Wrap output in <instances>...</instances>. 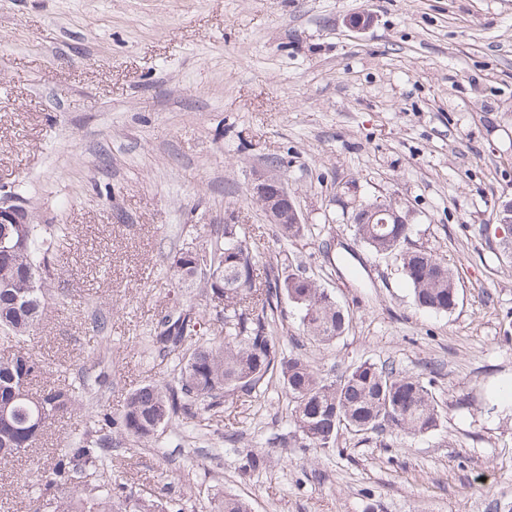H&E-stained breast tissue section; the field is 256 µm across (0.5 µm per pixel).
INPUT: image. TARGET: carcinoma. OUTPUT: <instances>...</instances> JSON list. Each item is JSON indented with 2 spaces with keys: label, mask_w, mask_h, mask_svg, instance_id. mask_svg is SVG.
<instances>
[{
  "label": "carcinoma",
  "mask_w": 512,
  "mask_h": 512,
  "mask_svg": "<svg viewBox=\"0 0 512 512\" xmlns=\"http://www.w3.org/2000/svg\"><path fill=\"white\" fill-rule=\"evenodd\" d=\"M356 239L379 255L391 256L412 287L415 303L436 313L458 305L455 275L442 259L409 250L408 224H355ZM68 237L64 224H21L11 228V250L0 251V344L20 342L41 319L50 276V260ZM168 272L203 289L215 317L191 305H175L158 320L152 347L177 355V373L170 381L151 382L131 392L113 428L139 442L198 410H218L235 394L250 396L278 376L288 395V411L304 448L336 447L343 429L405 435L433 433L445 413L431 383L389 363L365 361L338 376H323L308 360L286 356L273 341V320L265 309L286 299L299 313L304 335L329 345L348 329L350 319L328 290L302 269L286 275L269 268L265 279L255 262L241 224L209 230L200 245L184 246L170 258ZM222 324L224 338L209 335L211 321ZM45 365L30 349L0 352V403L10 404L0 416V461L35 447L48 427L82 408L85 379L33 390ZM96 425L85 427L73 446L60 448L55 463L32 496L30 512H183L177 504L143 498L123 483L101 479L107 469L105 439L93 438ZM98 478L93 494L78 500L51 494L57 485H86ZM215 512H251L249 503L224 496Z\"/></svg>",
  "instance_id": "cac0c4a2"
}]
</instances>
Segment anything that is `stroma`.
Here are the masks:
<instances>
[{
    "instance_id": "35a3bbf8",
    "label": "stroma",
    "mask_w": 512,
    "mask_h": 512,
    "mask_svg": "<svg viewBox=\"0 0 512 512\" xmlns=\"http://www.w3.org/2000/svg\"><path fill=\"white\" fill-rule=\"evenodd\" d=\"M257 172L287 178L296 241L248 197ZM16 189L27 223L70 231L21 345L45 359L43 383L92 370L85 413L118 417L172 379L150 332L209 302L168 259L232 217L258 269H305L350 317L324 348L279 302L285 354L331 379L393 363L432 378L446 414L415 438L344 430L305 448L273 381L149 445L104 426L118 481L185 512L225 494L252 512H512V263L494 233L512 200V0H0V196ZM353 200L400 206L409 247L454 269V311L418 307L394 259L355 239ZM83 426L55 422L0 462V512H27ZM249 452L264 463L246 473Z\"/></svg>"
}]
</instances>
